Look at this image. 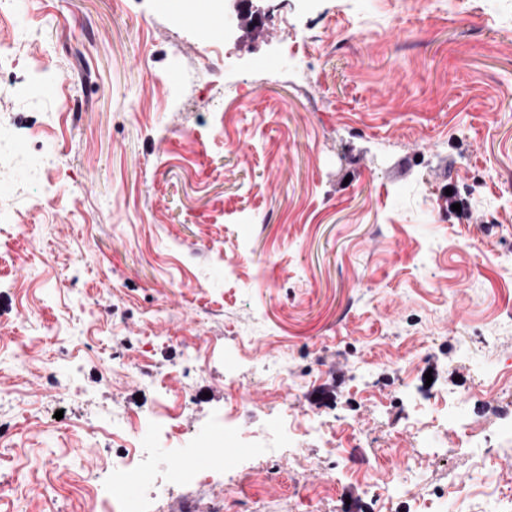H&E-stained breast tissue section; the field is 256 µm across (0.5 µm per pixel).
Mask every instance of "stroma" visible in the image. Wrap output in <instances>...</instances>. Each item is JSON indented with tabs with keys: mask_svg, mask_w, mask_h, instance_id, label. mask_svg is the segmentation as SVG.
Returning a JSON list of instances; mask_svg holds the SVG:
<instances>
[{
	"mask_svg": "<svg viewBox=\"0 0 512 512\" xmlns=\"http://www.w3.org/2000/svg\"><path fill=\"white\" fill-rule=\"evenodd\" d=\"M254 8L208 33L160 0L0 11V212L22 218L0 222V512H101L118 450L84 431L152 410L140 364L189 398L179 434L139 438L160 460L283 449L275 479L229 463L232 512H512V0ZM442 390L470 396L485 462L452 422L409 429ZM287 410L373 470L289 437ZM161 493L224 503L220 480Z\"/></svg>",
	"mask_w": 512,
	"mask_h": 512,
	"instance_id": "stroma-1",
	"label": "stroma"
}]
</instances>
